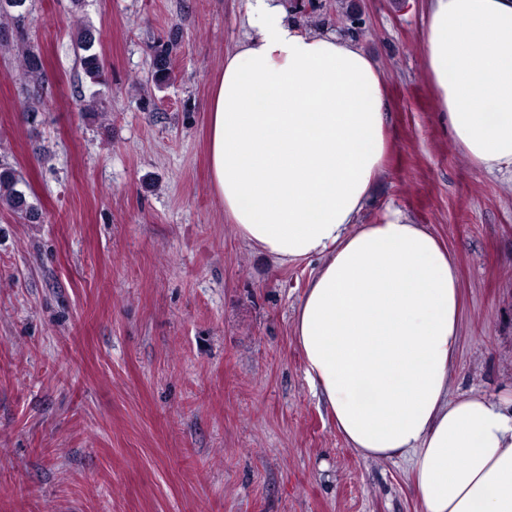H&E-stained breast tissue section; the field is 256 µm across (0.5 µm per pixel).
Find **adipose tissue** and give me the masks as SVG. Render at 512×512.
I'll list each match as a JSON object with an SVG mask.
<instances>
[{
  "mask_svg": "<svg viewBox=\"0 0 512 512\" xmlns=\"http://www.w3.org/2000/svg\"><path fill=\"white\" fill-rule=\"evenodd\" d=\"M248 25L207 102L211 187L247 245L320 262L293 322L310 387L362 458H408L422 512H512V398L448 392L454 258L401 212L360 221L388 150L381 71L273 0ZM423 39L456 146L512 168V0H429Z\"/></svg>",
  "mask_w": 512,
  "mask_h": 512,
  "instance_id": "ef3b65f1",
  "label": "adipose tissue"
}]
</instances>
